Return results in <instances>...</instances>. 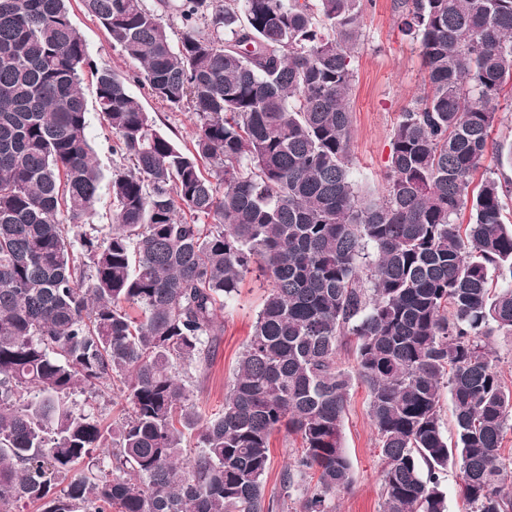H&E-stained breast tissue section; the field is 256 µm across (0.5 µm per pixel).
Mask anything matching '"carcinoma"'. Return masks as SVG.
<instances>
[{
    "mask_svg": "<svg viewBox=\"0 0 512 512\" xmlns=\"http://www.w3.org/2000/svg\"><path fill=\"white\" fill-rule=\"evenodd\" d=\"M67 2L0 0V512H334L355 377L383 512H448L451 460L466 512H512V387L485 344L512 335V180L490 170L470 190L512 88V0H393L425 79L379 200L350 168L360 0H80L130 78L94 64ZM86 70L120 155L106 170ZM130 80L196 114L191 146ZM103 189L98 238L84 227ZM492 270L510 285L492 288ZM254 271L266 295L208 417L194 390ZM113 387L130 412L110 429L70 401ZM283 428L303 451L268 492ZM82 90L87 101L91 118L90 127L88 129L90 144L101 165L106 169H110L113 165L120 163V158L118 155H112V144L115 137L101 123L95 114V83L90 77V74L86 73L84 76Z\"/></svg>",
    "mask_w": 512,
    "mask_h": 512,
    "instance_id": "1",
    "label": "carcinoma"
}]
</instances>
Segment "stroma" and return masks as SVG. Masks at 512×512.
<instances>
[{
    "label": "stroma",
    "instance_id": "stroma-1",
    "mask_svg": "<svg viewBox=\"0 0 512 512\" xmlns=\"http://www.w3.org/2000/svg\"><path fill=\"white\" fill-rule=\"evenodd\" d=\"M70 11L73 24L96 66L129 72L130 63L113 47L99 22L83 10L79 0H71ZM360 25L362 34L353 58L355 80L349 97L350 158L361 192L376 198L386 186L393 130L402 112L420 95L424 70L417 45L398 26L393 0H365ZM130 90L140 96L146 111L158 115L164 130L176 143L190 142L196 122L193 113L168 110L143 95L138 84H131ZM263 294L258 282L246 279L240 296L225 308L224 332L216 341L210 364L194 393L202 412L211 414L222 406ZM368 406L366 387L360 381H353L344 418V444L353 465V483L337 494V512H382L384 462Z\"/></svg>",
    "mask_w": 512,
    "mask_h": 512
}]
</instances>
